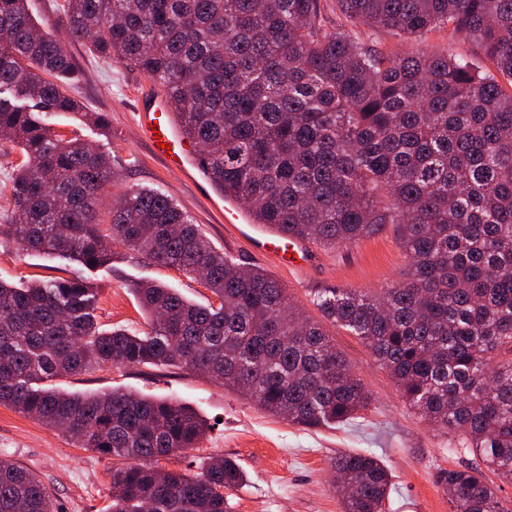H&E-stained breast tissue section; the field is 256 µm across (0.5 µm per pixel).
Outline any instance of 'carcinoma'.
Returning a JSON list of instances; mask_svg holds the SVG:
<instances>
[{
    "label": "carcinoma",
    "mask_w": 512,
    "mask_h": 512,
    "mask_svg": "<svg viewBox=\"0 0 512 512\" xmlns=\"http://www.w3.org/2000/svg\"><path fill=\"white\" fill-rule=\"evenodd\" d=\"M351 30L328 33L318 0H66L62 25L100 58L134 65L163 90L198 163L255 223L336 249L391 226L409 259L379 292L329 288L322 318L365 343L408 404L473 455L438 472L453 512H507L486 479L512 482V0H338ZM414 40L386 54L360 25ZM450 25L470 56L428 51ZM63 42L38 29L27 0H0V136L23 161L11 183L21 221L1 224L19 250L112 263L106 236L203 277L218 304L160 283L134 288L142 331L105 330L97 291L76 277L0 282V405L38 418L112 467L110 512H228L244 483L211 457L190 476L158 466L199 447L190 406L114 391L69 393L54 379L108 365L179 366L215 378L273 416L307 428L361 417L371 395L321 322L259 268L217 251L173 198L115 182L110 154L54 133L46 116L80 113L64 91ZM344 512H384L385 466L366 452L336 459ZM0 512H56L29 471L0 459Z\"/></svg>",
    "instance_id": "obj_1"
}]
</instances>
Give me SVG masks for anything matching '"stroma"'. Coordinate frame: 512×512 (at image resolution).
Listing matches in <instances>:
<instances>
[{"label":"stroma","mask_w":512,"mask_h":512,"mask_svg":"<svg viewBox=\"0 0 512 512\" xmlns=\"http://www.w3.org/2000/svg\"><path fill=\"white\" fill-rule=\"evenodd\" d=\"M64 0H29V11L44 30L65 41L75 67L70 93L87 113L104 112L109 129L86 116L57 113L49 118L55 133L79 138L110 151L119 175L99 200L101 217L129 186H146L171 196L228 259L259 267L275 278L310 316L312 299L325 288L374 290L398 282L407 265L394 230L333 251L314 247V262L294 271L270 257L256 255L247 239L224 222V196L212 184L199 186L156 159L136 121L138 102H150L160 87L136 68L94 56L86 43L70 40L59 24ZM109 265L87 269L56 259L47 261L19 251L0 237V279L11 284L83 276L98 292V321L104 328L145 329L148 320L133 294L137 283L152 281L174 288L185 299L206 305L214 297L203 281L178 269L112 244ZM325 331L348 359L372 396L361 418L345 426L309 429L272 416L220 382L178 366L109 365L59 379L58 387L78 394L112 389L151 397L176 398L196 409L208 429L198 449L164 460L165 468L196 474L206 457L235 460L246 472L244 486L229 493L231 512H343L334 489L332 466L338 454L368 451L391 473L385 512H451L447 494L436 482L441 468L468 464L470 456L449 452L447 435L421 419L370 349L332 324ZM0 458L30 470L47 488L57 512H109L113 460L90 448L74 447L59 431L37 418L0 406Z\"/></svg>","instance_id":"35a3bbf8"}]
</instances>
